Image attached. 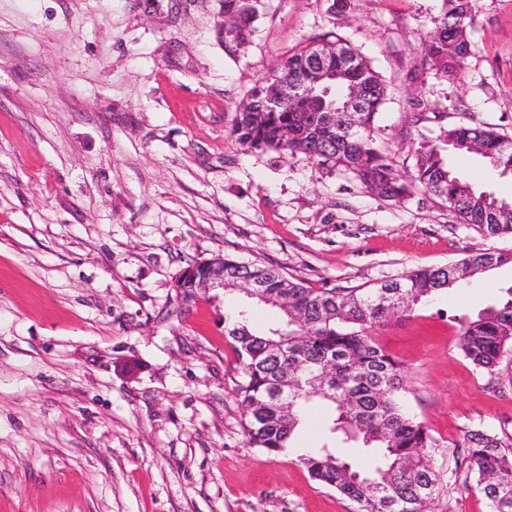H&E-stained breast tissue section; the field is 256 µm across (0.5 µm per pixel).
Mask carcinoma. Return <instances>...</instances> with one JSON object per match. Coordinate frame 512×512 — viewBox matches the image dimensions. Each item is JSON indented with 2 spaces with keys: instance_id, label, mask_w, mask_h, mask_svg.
<instances>
[{
  "instance_id": "1",
  "label": "carcinoma",
  "mask_w": 512,
  "mask_h": 512,
  "mask_svg": "<svg viewBox=\"0 0 512 512\" xmlns=\"http://www.w3.org/2000/svg\"><path fill=\"white\" fill-rule=\"evenodd\" d=\"M258 2L224 0L226 53H237L248 41ZM441 2L439 24L423 43L421 67L458 81L472 51L468 28L475 0ZM319 44L336 46L334 80H320L312 65L311 52ZM283 78L315 90V97L303 108L278 104ZM358 86L372 89L365 110L353 113L351 125L327 123L320 112L324 104L342 102ZM385 92L365 58L327 33L290 54L253 89L251 98L273 109L237 113L233 134L251 150L301 154L318 168L348 172L387 200L418 188L488 236L512 234V202L475 189L449 162L452 155L476 154L491 169L512 173V140L480 127H442L436 138L413 143V171L406 178L373 138ZM206 264L194 262L177 276L174 288L183 305L195 300L194 278ZM506 266L512 268V251L486 249L371 286L309 288L273 265L224 258L225 294L241 293L242 280L258 285L255 295H244L245 303L224 312V336L243 374L236 397L247 444L284 457L294 454L305 415L318 405L325 412L327 441L297 454L313 479L354 502L356 512H428L447 486L432 460L441 443L404 408V372L376 331ZM284 301L288 310L281 323L253 326L252 305L278 309ZM458 348L497 389L498 368L512 365V285L494 304L460 319ZM453 457L456 473L477 478L490 512H512V438L464 430Z\"/></svg>"
}]
</instances>
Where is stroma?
<instances>
[{
	"mask_svg": "<svg viewBox=\"0 0 512 512\" xmlns=\"http://www.w3.org/2000/svg\"><path fill=\"white\" fill-rule=\"evenodd\" d=\"M439 7L261 0L229 55L224 0H0V512H355L299 462L246 444L224 337L241 298L187 307L174 279L220 254L344 288L512 249L427 194L390 201L232 133L288 52L333 32L385 83L373 136L399 173L411 141L447 125L512 139V0H475L458 83L420 67ZM452 164L512 200V174ZM510 281L478 278L378 332L406 408L442 443L439 469L465 428L512 437V391L489 389L458 348L459 318ZM431 512L488 505L470 478Z\"/></svg>",
	"mask_w": 512,
	"mask_h": 512,
	"instance_id": "1",
	"label": "stroma"
}]
</instances>
